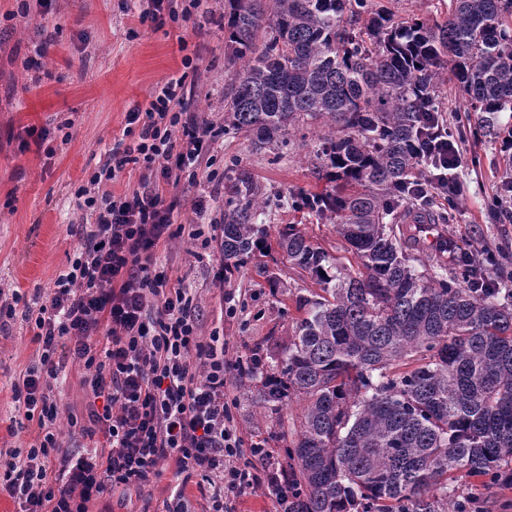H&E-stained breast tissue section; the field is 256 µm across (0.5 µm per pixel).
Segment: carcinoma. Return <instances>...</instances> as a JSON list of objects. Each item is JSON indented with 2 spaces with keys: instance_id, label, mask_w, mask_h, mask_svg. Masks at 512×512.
<instances>
[{
  "instance_id": "obj_1",
  "label": "carcinoma",
  "mask_w": 512,
  "mask_h": 512,
  "mask_svg": "<svg viewBox=\"0 0 512 512\" xmlns=\"http://www.w3.org/2000/svg\"><path fill=\"white\" fill-rule=\"evenodd\" d=\"M231 60L240 62L224 126L258 149L299 126L323 128L313 156L330 186L294 206L332 229L357 260L343 263L295 224L275 241L257 223L248 178L224 211V270L272 245L319 291L280 361L258 359L259 402L282 419L303 402L273 487L283 512H486L483 492L512 487V274L472 255L448 269L393 224L414 197L429 153L437 79L495 135L512 112V0H450L448 19L397 20L372 0H225Z\"/></svg>"
}]
</instances>
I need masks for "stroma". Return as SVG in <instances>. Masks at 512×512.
Listing matches in <instances>:
<instances>
[{
	"label": "stroma",
	"mask_w": 512,
	"mask_h": 512,
	"mask_svg": "<svg viewBox=\"0 0 512 512\" xmlns=\"http://www.w3.org/2000/svg\"><path fill=\"white\" fill-rule=\"evenodd\" d=\"M147 0H0V298H24L0 331V451L25 456L38 439L36 422L27 420L13 399L20 373L38 363L39 346L26 309L52 287L82 244L83 225L94 223L80 209L77 190L105 161L123 137L126 114L147 108L151 95L170 79L185 78L184 110L218 128L195 180L163 179L166 199H179L173 222L180 237L160 244L154 254L158 269L191 289L200 318V332L223 336L229 360L259 356L276 359L291 336L294 299L314 291L315 284L292 268L279 251L255 253L217 283L223 267L219 239H191L196 225L224 221L233 198L232 186L247 172L259 187L264 211L260 223L278 229L296 224L323 248L344 255V242L330 224L292 205L294 193L322 191L309 157L316 134L307 131L294 147L256 148L250 134L224 131V98L235 70L224 41V0H177L176 10L190 9L187 19L163 27L141 22ZM193 57L198 69L186 72L183 59ZM36 67H29V60ZM440 99L466 158L459 178L465 200L448 223L440 225L449 252L512 251V221L492 220L488 203L505 177L506 154L478 129L476 113L465 111L462 96L450 83L440 85ZM49 130L46 147L30 140L29 129ZM232 293L236 315H228L223 293ZM87 373L67 362L53 385L60 415V441L83 454L100 445L89 426ZM258 382L242 383L232 375L227 391L237 400L235 423L245 444L267 448L256 469L274 473L287 441L276 417L260 409ZM184 486L190 512H201L203 499L196 480L185 481L174 460L141 489L125 495H104L88 504V512H168L172 492Z\"/></svg>",
	"instance_id": "35a3bbf8"
}]
</instances>
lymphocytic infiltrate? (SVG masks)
Masks as SVG:
<instances>
[{
	"label": "lymphocytic infiltrate",
	"instance_id": "1",
	"mask_svg": "<svg viewBox=\"0 0 512 512\" xmlns=\"http://www.w3.org/2000/svg\"><path fill=\"white\" fill-rule=\"evenodd\" d=\"M185 93L184 78L172 79L148 108L130 110L123 131L130 144L113 147L77 192L96 219L38 309L39 363L13 385L41 433L0 476V492L20 512H87L105 492L148 483L171 457L179 473L206 482L204 512H235V499L261 481L250 460L267 451L245 446L237 431V402L224 389L233 368L224 341H202L188 290L153 267L158 245L177 236L174 203L147 183L118 197L100 189L130 165L167 179L199 162L213 130L207 120L185 117ZM432 135L441 149L421 177L442 194L457 178L462 151L445 122ZM69 359L90 370V392L103 402L90 409L86 433L103 436L107 455L77 457L58 441L59 409L49 390Z\"/></svg>",
	"mask_w": 512,
	"mask_h": 512
}]
</instances>
